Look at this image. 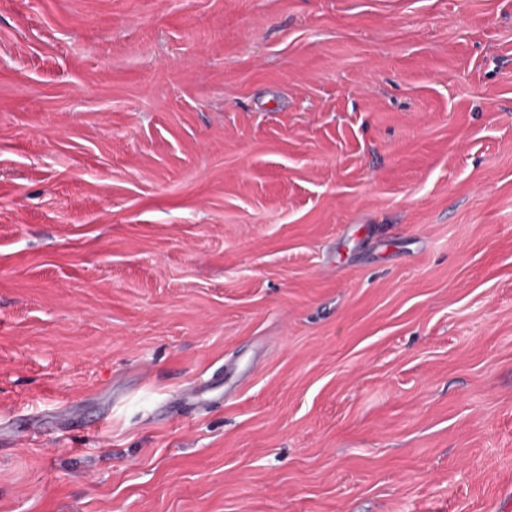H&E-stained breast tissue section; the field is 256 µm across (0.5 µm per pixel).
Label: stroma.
Wrapping results in <instances>:
<instances>
[{
    "label": "stroma",
    "mask_w": 512,
    "mask_h": 512,
    "mask_svg": "<svg viewBox=\"0 0 512 512\" xmlns=\"http://www.w3.org/2000/svg\"><path fill=\"white\" fill-rule=\"evenodd\" d=\"M0 512H512V0H0Z\"/></svg>",
    "instance_id": "stroma-1"
}]
</instances>
